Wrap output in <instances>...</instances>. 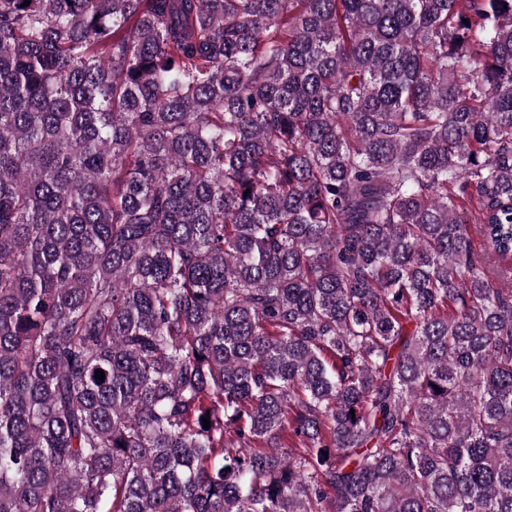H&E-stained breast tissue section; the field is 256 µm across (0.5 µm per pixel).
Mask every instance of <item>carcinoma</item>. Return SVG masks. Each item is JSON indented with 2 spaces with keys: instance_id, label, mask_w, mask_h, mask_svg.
Listing matches in <instances>:
<instances>
[{
  "instance_id": "1",
  "label": "carcinoma",
  "mask_w": 512,
  "mask_h": 512,
  "mask_svg": "<svg viewBox=\"0 0 512 512\" xmlns=\"http://www.w3.org/2000/svg\"><path fill=\"white\" fill-rule=\"evenodd\" d=\"M0 512H512V0H0Z\"/></svg>"
}]
</instances>
